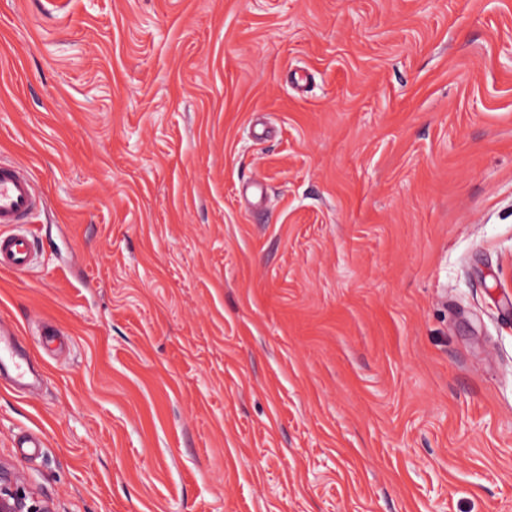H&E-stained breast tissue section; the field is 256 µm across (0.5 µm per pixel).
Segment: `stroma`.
<instances>
[{
    "label": "stroma",
    "instance_id": "obj_1",
    "mask_svg": "<svg viewBox=\"0 0 512 512\" xmlns=\"http://www.w3.org/2000/svg\"><path fill=\"white\" fill-rule=\"evenodd\" d=\"M1 160L56 512H512V0H0ZM37 190L33 179L15 163L0 162V268L21 273L31 265L33 240L20 229L34 211ZM13 228L4 231L3 228Z\"/></svg>",
    "mask_w": 512,
    "mask_h": 512
}]
</instances>
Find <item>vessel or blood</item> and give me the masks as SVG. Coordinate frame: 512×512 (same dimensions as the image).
<instances>
[{"mask_svg": "<svg viewBox=\"0 0 512 512\" xmlns=\"http://www.w3.org/2000/svg\"><path fill=\"white\" fill-rule=\"evenodd\" d=\"M37 204L33 179L16 164L0 162V268L21 273L33 258V240L24 226ZM24 359L14 331L0 320V369L12 368L16 380H23Z\"/></svg>", "mask_w": 512, "mask_h": 512, "instance_id": "b4317fda", "label": "vessel or blood"}]
</instances>
